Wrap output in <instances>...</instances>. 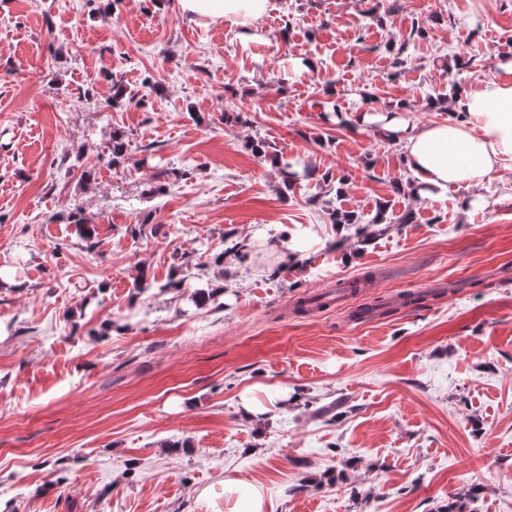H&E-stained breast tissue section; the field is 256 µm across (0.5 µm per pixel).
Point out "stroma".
Here are the masks:
<instances>
[{"instance_id":"1","label":"stroma","mask_w":512,"mask_h":512,"mask_svg":"<svg viewBox=\"0 0 512 512\" xmlns=\"http://www.w3.org/2000/svg\"><path fill=\"white\" fill-rule=\"evenodd\" d=\"M237 31L176 0H0V512H222L228 474L267 512H438L472 487L468 512H512V199L496 178L478 207L413 199L397 137L322 120L331 97L447 119L432 99L512 59V0H277ZM257 140L314 178L285 189ZM382 203L389 234L337 237L332 210ZM211 287L222 308L195 305ZM257 384L289 394L260 428Z\"/></svg>"}]
</instances>
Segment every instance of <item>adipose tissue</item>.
I'll return each instance as SVG.
<instances>
[{
	"mask_svg": "<svg viewBox=\"0 0 512 512\" xmlns=\"http://www.w3.org/2000/svg\"><path fill=\"white\" fill-rule=\"evenodd\" d=\"M182 13L198 20L228 19L248 26L264 17L271 0H177ZM448 119L410 127L402 113L360 115L398 134L405 161L418 178L420 196L448 186L481 188L493 175L512 171V60L495 64L492 77L458 90ZM260 486L234 477L224 480V512H266Z\"/></svg>",
	"mask_w": 512,
	"mask_h": 512,
	"instance_id": "obj_1",
	"label": "adipose tissue"
}]
</instances>
